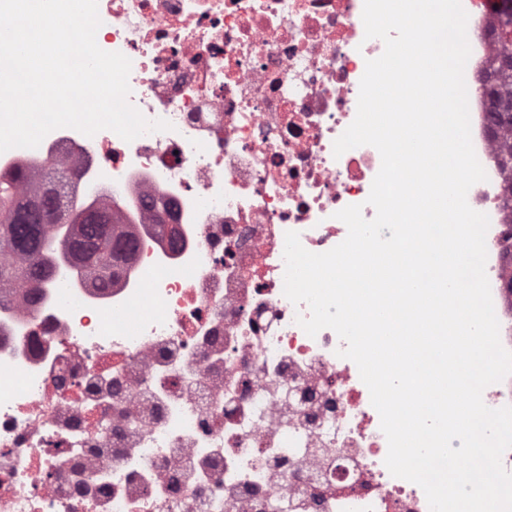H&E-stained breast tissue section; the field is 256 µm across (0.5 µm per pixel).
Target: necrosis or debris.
Segmentation results:
<instances>
[{"mask_svg": "<svg viewBox=\"0 0 512 512\" xmlns=\"http://www.w3.org/2000/svg\"><path fill=\"white\" fill-rule=\"evenodd\" d=\"M497 0H467L464 77L487 178L467 201L489 217L486 275L512 351L504 191L480 82ZM364 0H98L96 42L131 61L130 103L166 131L127 142L51 131L4 171L49 155L85 201L111 200L135 250L108 287L63 260L0 303V512H429L393 477L380 416L335 331L308 336L284 293L285 234L322 253L365 218L381 166L334 156L367 60ZM168 210L177 241L154 235Z\"/></svg>", "mask_w": 512, "mask_h": 512, "instance_id": "obj_1", "label": "necrosis or debris"}]
</instances>
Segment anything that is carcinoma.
<instances>
[{
	"mask_svg": "<svg viewBox=\"0 0 512 512\" xmlns=\"http://www.w3.org/2000/svg\"><path fill=\"white\" fill-rule=\"evenodd\" d=\"M494 73L500 81L489 83L491 122L500 168L511 174L512 120L502 121L498 107L512 104V91H507L512 65L498 63ZM59 180L68 183L70 177L54 163L25 186L18 172L0 175V303L19 286L39 287L47 275L46 260L55 254H65L93 288L112 280L114 262L127 245L121 226L112 221V207L90 209L68 191L64 208L43 209L42 198Z\"/></svg>",
	"mask_w": 512,
	"mask_h": 512,
	"instance_id": "obj_1",
	"label": "carcinoma"
}]
</instances>
